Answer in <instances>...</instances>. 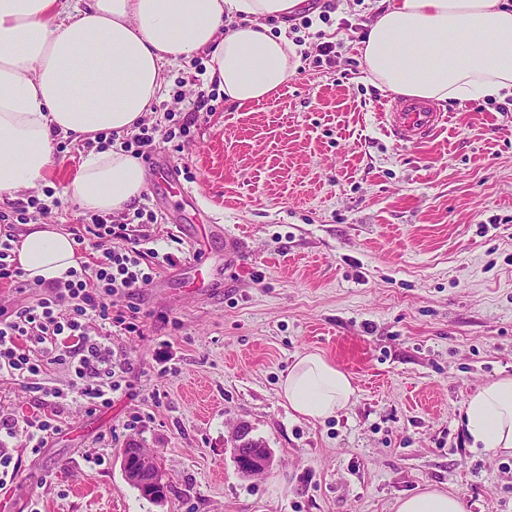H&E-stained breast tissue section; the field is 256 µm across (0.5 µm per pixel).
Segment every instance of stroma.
Instances as JSON below:
<instances>
[{"label": "stroma", "instance_id": "1", "mask_svg": "<svg viewBox=\"0 0 512 512\" xmlns=\"http://www.w3.org/2000/svg\"><path fill=\"white\" fill-rule=\"evenodd\" d=\"M332 2L329 22L300 30L305 50L271 99L241 105L196 87L189 64L172 69L171 111L193 113L201 89L211 99L190 139L159 148L193 202L151 178L141 197L160 216L142 233L174 262L136 297L141 335L112 339L134 393L96 413L67 403L36 455L24 428L0 432L17 467L0 512H395L426 489L466 512H512V455L470 448L458 424L471 394L512 376V104L441 101L427 140L396 141L393 95L367 79L344 26L373 20L377 0ZM320 38L339 44L333 64H316ZM84 152L55 155L45 187L59 203L41 218L76 235L85 212L63 189ZM201 252L209 266L190 268ZM312 352L356 388L317 423L280 396L295 356ZM47 411L0 376V419ZM241 423L272 452L263 475L234 463ZM133 442L156 452L164 501L125 480Z\"/></svg>", "mask_w": 512, "mask_h": 512}]
</instances>
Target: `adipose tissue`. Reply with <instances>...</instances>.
<instances>
[{"label": "adipose tissue", "mask_w": 512, "mask_h": 512, "mask_svg": "<svg viewBox=\"0 0 512 512\" xmlns=\"http://www.w3.org/2000/svg\"><path fill=\"white\" fill-rule=\"evenodd\" d=\"M363 34L366 73L420 99L512 97V0H383ZM308 0H0V201L40 191L57 139L84 142L132 129L168 83V70L206 55L211 82L246 104L274 95L294 73L298 45L266 21ZM145 186L141 164L109 148L84 153L65 195L92 214H120ZM14 253L29 280L79 267L71 234L33 222ZM289 412L317 422L350 403L348 374L317 353L297 356L281 385ZM472 447L512 454V377L465 404Z\"/></svg>", "instance_id": "adipose-tissue-1"}]
</instances>
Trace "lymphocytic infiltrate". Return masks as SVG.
Listing matches in <instances>:
<instances>
[{"label":"lymphocytic infiltrate","mask_w":512,"mask_h":512,"mask_svg":"<svg viewBox=\"0 0 512 512\" xmlns=\"http://www.w3.org/2000/svg\"><path fill=\"white\" fill-rule=\"evenodd\" d=\"M164 118L165 128L141 120L123 135L99 133L97 144L102 149L118 145L133 157L146 158L159 143L189 137L191 120H176L171 112ZM157 221L144 205L112 221L93 218L85 227L88 262L66 278L45 283L34 302L0 310V375L39 392L42 403L55 409L71 400L96 412L111 406L114 393L130 391L134 367L114 359L112 336L139 332L137 308L124 311L114 301L131 298L168 262V254L144 247L132 235L134 225ZM52 366L67 371V389L45 384Z\"/></svg>","instance_id":"f902f5d3"}]
</instances>
